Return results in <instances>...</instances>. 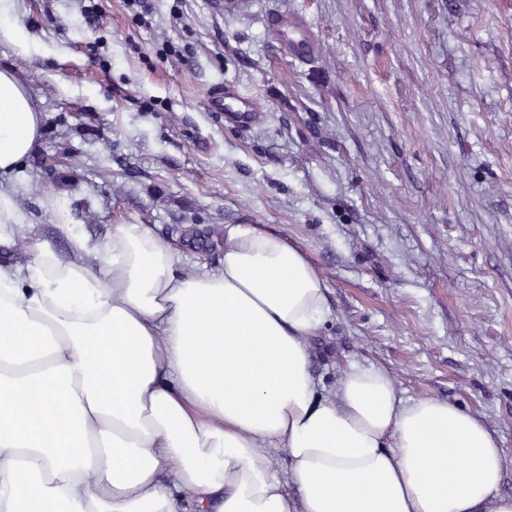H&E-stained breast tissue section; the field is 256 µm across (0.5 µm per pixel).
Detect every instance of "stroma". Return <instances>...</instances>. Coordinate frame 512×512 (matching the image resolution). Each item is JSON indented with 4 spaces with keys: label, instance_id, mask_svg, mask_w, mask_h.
Returning <instances> with one entry per match:
<instances>
[{
    "label": "stroma",
    "instance_id": "obj_1",
    "mask_svg": "<svg viewBox=\"0 0 512 512\" xmlns=\"http://www.w3.org/2000/svg\"><path fill=\"white\" fill-rule=\"evenodd\" d=\"M311 24L279 51L267 13ZM25 46L0 68L44 132L19 206L67 191L98 239L146 224L183 264L224 261V227L301 247L327 284L312 367L386 368L404 398L479 417L512 494V0H8ZM253 99L246 126L210 102ZM267 25L274 34L278 47L288 57L306 60L316 53V37L310 24L302 17L272 12L268 15Z\"/></svg>",
    "mask_w": 512,
    "mask_h": 512
}]
</instances>
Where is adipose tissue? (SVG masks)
<instances>
[{
  "mask_svg": "<svg viewBox=\"0 0 512 512\" xmlns=\"http://www.w3.org/2000/svg\"><path fill=\"white\" fill-rule=\"evenodd\" d=\"M41 132L0 69V248L28 252L0 263V512H179L182 492L198 512H512L475 415L403 398L381 367L323 393L327 285L280 233L225 225L217 274L178 270L144 224L98 240L64 195L47 207L74 257L32 234L17 195Z\"/></svg>",
  "mask_w": 512,
  "mask_h": 512,
  "instance_id": "1",
  "label": "adipose tissue"
}]
</instances>
